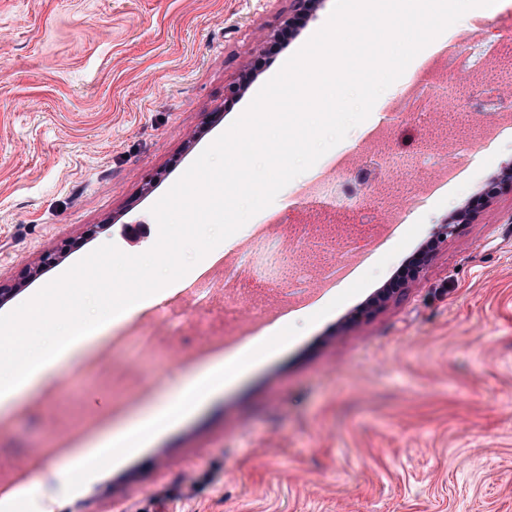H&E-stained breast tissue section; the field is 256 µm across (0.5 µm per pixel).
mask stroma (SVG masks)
Wrapping results in <instances>:
<instances>
[{
    "label": "stroma",
    "instance_id": "35a3bbf8",
    "mask_svg": "<svg viewBox=\"0 0 512 512\" xmlns=\"http://www.w3.org/2000/svg\"><path fill=\"white\" fill-rule=\"evenodd\" d=\"M334 0H0V314L105 243L153 247L151 207L327 21ZM286 48L270 53L285 20ZM253 80L236 101L226 87ZM389 120L375 103L342 155L430 141L470 151L449 192L438 172L391 175L398 229L343 297L290 344L79 496L45 512H512V124ZM476 217L418 277L369 311L436 225ZM56 255L42 268L44 253ZM102 374L76 365L26 395L0 446L36 453L95 432L174 387L189 364L154 321ZM198 477L197 487L183 481Z\"/></svg>",
    "mask_w": 512,
    "mask_h": 512
}]
</instances>
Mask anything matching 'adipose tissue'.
Returning <instances> with one entry per match:
<instances>
[{
    "label": "adipose tissue",
    "mask_w": 512,
    "mask_h": 512,
    "mask_svg": "<svg viewBox=\"0 0 512 512\" xmlns=\"http://www.w3.org/2000/svg\"><path fill=\"white\" fill-rule=\"evenodd\" d=\"M365 15L395 11L408 18L427 14L439 17L437 34L413 41L399 67L397 86H404L421 63L450 44L474 22H489L494 14L487 0H469L465 11L450 7L448 0H358ZM187 274L158 282L148 291L130 290L113 296L94 315L69 321L63 333L48 340L34 354L26 356L17 371L0 376V416L11 411L21 397L42 385L63 367L80 361L94 343L106 338L112 328L130 320L141 310L159 305L178 291ZM309 311L294 312L266 327L251 340L228 352H218L194 369L183 373L174 393L150 398L134 415L111 423L76 443L65 464L49 459L41 476L33 478L14 493L0 498V512H15L20 501L49 498L60 492L74 493L95 483L101 476L100 461L120 463L149 446L158 436L174 429L209 404L224 388L276 353V338L287 334L291 320L309 318Z\"/></svg>",
    "instance_id": "ef3b65f1"
}]
</instances>
